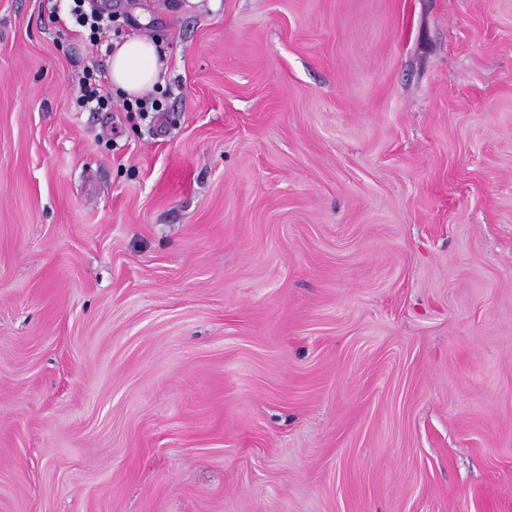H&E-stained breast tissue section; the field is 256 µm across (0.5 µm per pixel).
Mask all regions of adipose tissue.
Segmentation results:
<instances>
[{
	"label": "adipose tissue",
	"instance_id": "ef3b65f1",
	"mask_svg": "<svg viewBox=\"0 0 512 512\" xmlns=\"http://www.w3.org/2000/svg\"><path fill=\"white\" fill-rule=\"evenodd\" d=\"M166 69L164 54L148 37L130 36L111 43L109 78L122 95L139 96L151 90Z\"/></svg>",
	"mask_w": 512,
	"mask_h": 512
}]
</instances>
